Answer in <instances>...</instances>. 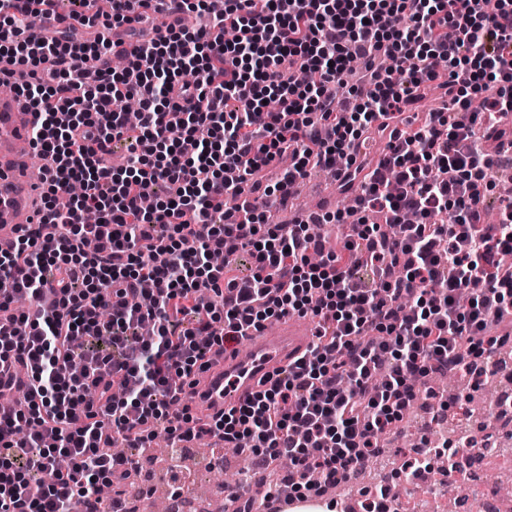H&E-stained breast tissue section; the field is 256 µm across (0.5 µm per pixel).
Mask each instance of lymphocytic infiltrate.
Masks as SVG:
<instances>
[{"label": "lymphocytic infiltrate", "mask_w": 512, "mask_h": 512, "mask_svg": "<svg viewBox=\"0 0 512 512\" xmlns=\"http://www.w3.org/2000/svg\"><path fill=\"white\" fill-rule=\"evenodd\" d=\"M73 3L33 36L28 16L56 0H0V58L33 76L16 92L44 161L39 223L0 248V396L25 399L0 410V512H97L160 430L175 456L202 436L249 440L255 468L288 458L290 490L320 496L309 473L352 481L434 371L494 377L512 197L492 223L483 201L512 140V0H224L211 26H157L122 54L152 15L201 16L208 0ZM433 85L447 107L414 114ZM371 133L381 156L354 161ZM285 154L274 185L255 181ZM312 167L335 168L354 211L269 223L267 197ZM230 241L251 254L248 280L210 262ZM145 287L152 304H133ZM294 316L317 325L287 373L197 415L213 356ZM118 437L129 454H111Z\"/></svg>", "instance_id": "f902f5d3"}]
</instances>
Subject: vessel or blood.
<instances>
[{"label":"vessel or blood","mask_w":512,"mask_h":512,"mask_svg":"<svg viewBox=\"0 0 512 512\" xmlns=\"http://www.w3.org/2000/svg\"><path fill=\"white\" fill-rule=\"evenodd\" d=\"M35 121L22 96H0V231L37 221L40 201L29 178L27 154ZM309 343L308 330L295 319L281 321L274 332L251 330L243 350L207 373L199 412L213 416L240 405L260 390L262 381L304 353Z\"/></svg>","instance_id":"1"}]
</instances>
